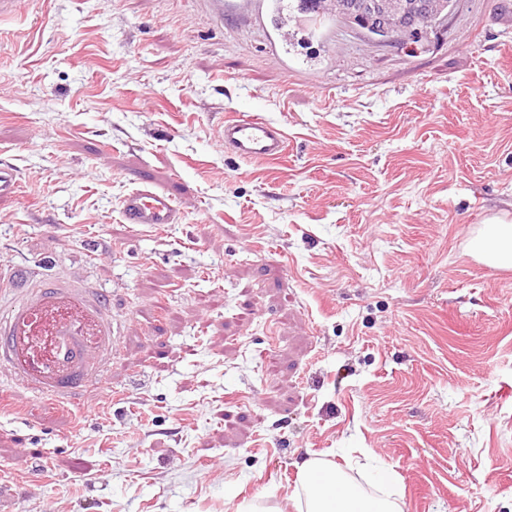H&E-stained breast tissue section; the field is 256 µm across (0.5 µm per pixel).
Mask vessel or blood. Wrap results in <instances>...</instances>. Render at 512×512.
<instances>
[{"mask_svg": "<svg viewBox=\"0 0 512 512\" xmlns=\"http://www.w3.org/2000/svg\"><path fill=\"white\" fill-rule=\"evenodd\" d=\"M271 28L268 40L277 58L299 39V29L283 0H266ZM284 130L258 116L224 122V146L237 158L277 161L286 151ZM127 223L147 230L181 221L174 199L155 188L136 187L120 201ZM117 348L116 331L98 307L90 288H52L14 310L0 331V359L12 366L17 385L63 401L93 385H102L107 357Z\"/></svg>", "mask_w": 512, "mask_h": 512, "instance_id": "vessel-or-blood-1", "label": "vessel or blood"}]
</instances>
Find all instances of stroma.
Masks as SVG:
<instances>
[{
	"instance_id": "1",
	"label": "stroma",
	"mask_w": 512,
	"mask_h": 512,
	"mask_svg": "<svg viewBox=\"0 0 512 512\" xmlns=\"http://www.w3.org/2000/svg\"><path fill=\"white\" fill-rule=\"evenodd\" d=\"M207 0H18L0 19V298L94 288L107 390L57 404L0 367V512H224L315 456L404 512H512V270L472 233L512 214V0L417 42L335 23L271 55ZM288 151L248 162L224 121ZM169 192L182 221L125 223ZM284 130L258 116H236L224 121V146L237 158L278 161L286 151ZM122 217L128 224L147 230L181 222V212L174 199L155 188L136 187L120 201Z\"/></svg>"
}]
</instances>
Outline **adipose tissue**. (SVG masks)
Returning <instances> with one entry per match:
<instances>
[{"label": "adipose tissue", "instance_id": "obj_1", "mask_svg": "<svg viewBox=\"0 0 512 512\" xmlns=\"http://www.w3.org/2000/svg\"><path fill=\"white\" fill-rule=\"evenodd\" d=\"M470 254L479 262L512 269V218L496 215L471 237ZM234 512H404L399 488L384 487L375 495L364 489L335 464L310 457L298 466V483L285 503L257 497L242 500Z\"/></svg>", "mask_w": 512, "mask_h": 512}]
</instances>
